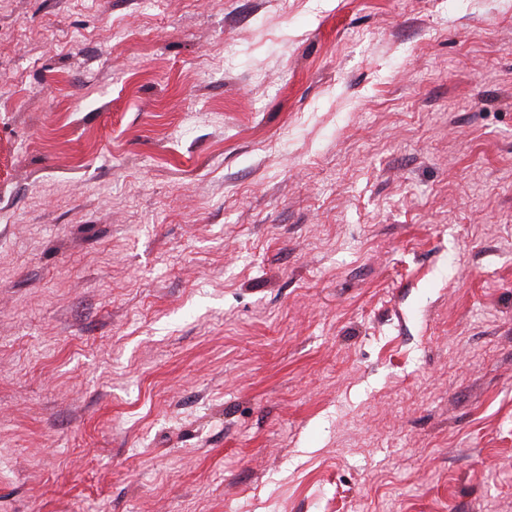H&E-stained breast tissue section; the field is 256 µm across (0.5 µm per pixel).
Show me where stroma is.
<instances>
[{"label":"stroma","instance_id":"35a3bbf8","mask_svg":"<svg viewBox=\"0 0 512 512\" xmlns=\"http://www.w3.org/2000/svg\"><path fill=\"white\" fill-rule=\"evenodd\" d=\"M0 512H512V0H0Z\"/></svg>","mask_w":512,"mask_h":512}]
</instances>
